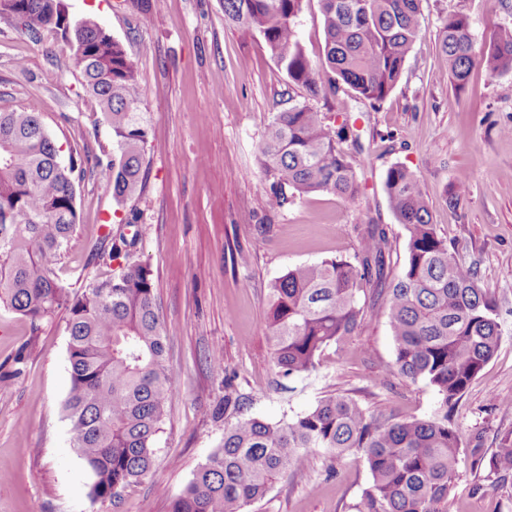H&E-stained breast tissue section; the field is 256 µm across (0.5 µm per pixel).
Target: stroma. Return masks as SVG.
Listing matches in <instances>:
<instances>
[{"label":"stroma","instance_id":"35a3bbf8","mask_svg":"<svg viewBox=\"0 0 512 512\" xmlns=\"http://www.w3.org/2000/svg\"><path fill=\"white\" fill-rule=\"evenodd\" d=\"M72 19L91 17L124 47L141 90L148 128L144 188L126 205L94 172L77 184L79 223L56 272L70 294L117 263L90 251L100 225L137 212L132 258L152 273L173 376L168 414L149 474L119 498L95 501L91 475L71 443L64 404L70 383L67 313L31 331L0 307V512H171L173 499L224 440V394L246 399L249 415L285 421L322 396L343 392L372 412L427 418L437 396L390 370L393 339L384 299L367 294L375 319L316 372L281 377L268 331V283L295 265L352 258L356 211L384 225L391 267L400 271L408 234L384 190L401 163L419 176L433 222L450 250L477 271L498 303L500 347L458 400L453 420L467 445L493 454L512 432V73L475 66L463 89L438 48L446 17L468 16L483 42L487 18L512 26V0H422L419 36L402 76L381 103L349 90L316 108L359 138L350 156L362 182L356 202L312 194L269 211L259 143L273 113L304 101L258 34L225 24L224 0H66ZM298 39L313 64L324 59L317 0H305ZM54 80H47L48 72ZM40 113L64 152L112 151V131L53 33L22 36L0 15V109ZM223 355L214 364V352ZM23 363H16V356ZM370 479L356 455L318 451L280 479L250 512H352ZM448 512H512V477L488 475L462 454Z\"/></svg>","mask_w":512,"mask_h":512}]
</instances>
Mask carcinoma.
Returning a JSON list of instances; mask_svg holds the SVG:
<instances>
[{
    "label": "carcinoma",
    "mask_w": 512,
    "mask_h": 512,
    "mask_svg": "<svg viewBox=\"0 0 512 512\" xmlns=\"http://www.w3.org/2000/svg\"><path fill=\"white\" fill-rule=\"evenodd\" d=\"M304 0H224V22L258 34L288 81L308 100L273 115L259 150L264 197L277 212L295 199L326 193L353 201L360 182L343 144L347 126L331 124L312 102L343 87L371 102L398 84L420 24L421 0H318L325 59L311 63L297 38ZM37 40L52 32L80 70L87 95L112 130V159L80 154L60 160L38 112L0 111V306L30 321L32 331L63 307L71 384L65 403L73 447L93 475V499L116 498L151 470L155 438L166 416L173 377L149 268L132 260L133 241L107 230L92 250L122 260L110 278H91L69 297L55 265L78 223L75 173L91 163L118 203L141 190L147 128L137 112L141 92L123 46L94 19L74 21L65 0H10L0 12ZM439 49L455 88L473 68L512 73V27H491L476 46L466 16L443 21ZM384 188L408 233L401 271L387 273L391 244L384 225L354 226L352 259L297 265L268 287L274 362L285 377L317 369L323 352L341 345L369 316L361 296L386 292L384 314L394 342L393 371L438 396L429 418L367 411L347 393L323 396L288 421L244 413V397L224 395L222 444L201 464L171 512H248L289 471L325 450L358 455L370 481L355 512H447L456 465L464 452L450 412L494 357L500 342L496 303L441 237L419 177L396 163ZM485 467L512 474V432Z\"/></svg>",
    "instance_id": "1"
}]
</instances>
